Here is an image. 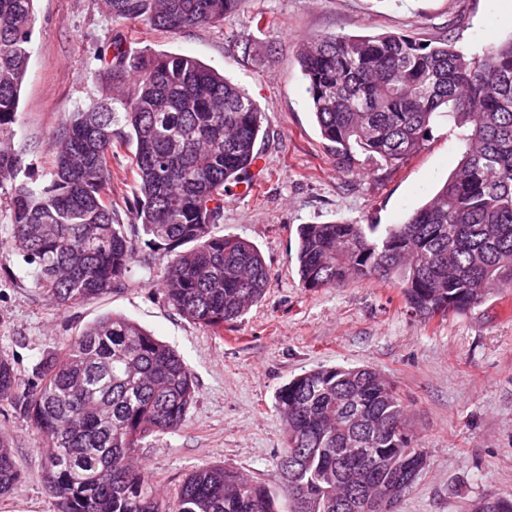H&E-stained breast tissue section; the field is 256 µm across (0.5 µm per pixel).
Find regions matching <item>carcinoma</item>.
<instances>
[{"instance_id":"carcinoma-1","label":"carcinoma","mask_w":512,"mask_h":512,"mask_svg":"<svg viewBox=\"0 0 512 512\" xmlns=\"http://www.w3.org/2000/svg\"><path fill=\"white\" fill-rule=\"evenodd\" d=\"M246 0H104L113 19L174 34L221 25ZM34 0H0V195L9 197L11 248L33 266L34 286L57 307L112 292L140 266L141 245L170 254L168 304L216 332L263 297L270 271L240 237L213 233L224 195L253 182L264 113L249 94L197 59L120 35L104 60L96 102L54 137L49 181L18 179L26 149L14 141L30 59ZM320 133L346 161L365 154L397 166L447 114L463 152L448 179L402 224H302L296 261L303 287L373 278L403 288L408 311H463L512 288V38L478 60L446 40L404 34L323 36L299 54ZM121 127H116V124ZM134 144L131 205L142 234L112 207V153ZM22 382L0 357V403L25 417L51 449L44 467L62 512H279L266 485L218 466L189 474L172 500L159 496L136 457L154 434L180 430L196 397L181 356L131 319L111 314L70 337ZM275 404L287 447L305 453L295 478L277 465L288 512H336L341 452L362 446L393 470L416 452L394 385L369 367H320L280 388ZM19 481L0 441V496Z\"/></svg>"}]
</instances>
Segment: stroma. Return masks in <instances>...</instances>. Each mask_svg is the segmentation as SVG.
Here are the masks:
<instances>
[{
    "label": "stroma",
    "mask_w": 512,
    "mask_h": 512,
    "mask_svg": "<svg viewBox=\"0 0 512 512\" xmlns=\"http://www.w3.org/2000/svg\"><path fill=\"white\" fill-rule=\"evenodd\" d=\"M32 54L20 96L15 140L26 149L20 174L50 179L53 138L72 112L98 99L99 55L115 33L132 50L188 55L224 73L265 113L253 189L224 199L214 232L260 250L271 281L263 298L223 333L194 324L158 288L168 261L142 247L144 261L125 287L60 309L32 285V270L7 244L9 200L0 196V356L23 379L87 324L122 314L174 347L191 368L195 402L180 431L146 438L137 455L164 498L203 465L231 467L276 487L286 443L278 390L324 366L369 367L394 384L426 466L401 512H465L489 495L512 496V291L462 312L420 319L398 285L377 279L307 289L295 263L303 224L402 223L454 170L458 129L441 117L417 153L395 167L365 156L345 162L326 145L311 110L299 52L329 34L447 38L480 54L487 0H247L223 25L171 34L136 20H113L102 0H35ZM262 15L267 27H257ZM131 148L112 157V203L130 222L137 187ZM21 480L0 512H60L47 490V450L26 421L0 405V440Z\"/></svg>",
    "instance_id": "35a3bbf8"
}]
</instances>
